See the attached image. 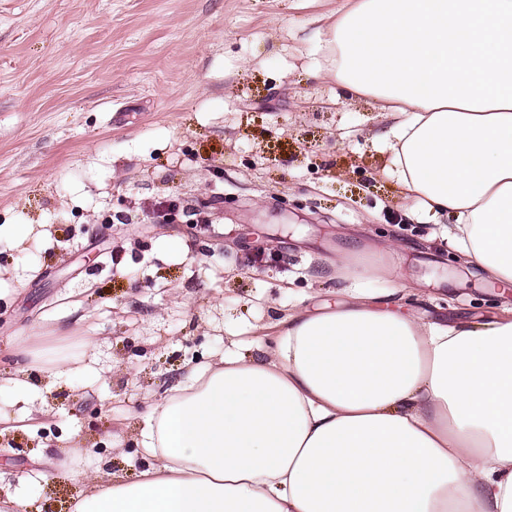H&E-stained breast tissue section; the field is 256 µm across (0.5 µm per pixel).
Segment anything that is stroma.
<instances>
[{
    "label": "stroma",
    "mask_w": 512,
    "mask_h": 512,
    "mask_svg": "<svg viewBox=\"0 0 512 512\" xmlns=\"http://www.w3.org/2000/svg\"><path fill=\"white\" fill-rule=\"evenodd\" d=\"M335 10L0 0V225L29 230L0 235V497L67 512L80 473L136 478L149 407L187 366L261 355L299 298L339 301L342 251L394 266L413 295L367 288L422 320L499 314L448 219L413 213L390 176L374 140L389 117L325 74ZM159 198L174 222L147 210ZM257 241L276 262L251 266ZM28 346L82 360L55 379Z\"/></svg>",
    "instance_id": "obj_1"
}]
</instances>
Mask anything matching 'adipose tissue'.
I'll return each mask as SVG.
<instances>
[{"mask_svg":"<svg viewBox=\"0 0 512 512\" xmlns=\"http://www.w3.org/2000/svg\"><path fill=\"white\" fill-rule=\"evenodd\" d=\"M324 69L394 120L408 201L512 289V0H337ZM252 359L188 368L140 431L149 466L73 512H512V309L425 323L348 288Z\"/></svg>","mask_w":512,"mask_h":512,"instance_id":"ef3b65f1","label":"adipose tissue"}]
</instances>
